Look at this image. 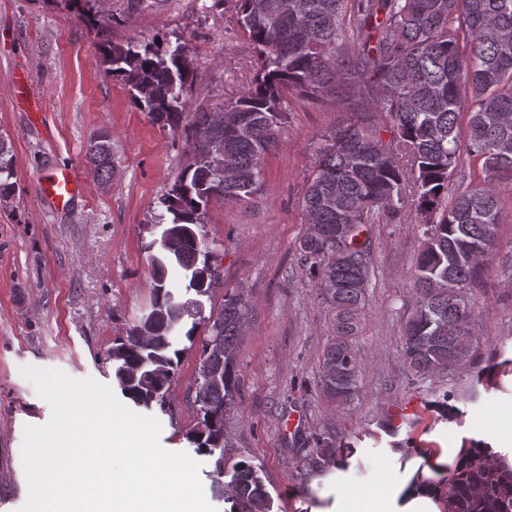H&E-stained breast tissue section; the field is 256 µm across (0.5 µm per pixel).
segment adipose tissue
Returning a JSON list of instances; mask_svg holds the SVG:
<instances>
[{"label":"adipose tissue","mask_w":512,"mask_h":512,"mask_svg":"<svg viewBox=\"0 0 512 512\" xmlns=\"http://www.w3.org/2000/svg\"><path fill=\"white\" fill-rule=\"evenodd\" d=\"M466 441L449 446L447 440L428 447L410 443L383 449L384 481L378 492L358 493L356 465L367 456L364 448L337 457L323 478V491L309 512H446L448 478L478 458L504 473L512 472V416L503 417L489 431L468 430Z\"/></svg>","instance_id":"ef3b65f1"}]
</instances>
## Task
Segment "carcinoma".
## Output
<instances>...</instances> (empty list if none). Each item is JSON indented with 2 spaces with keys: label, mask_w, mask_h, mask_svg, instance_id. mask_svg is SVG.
Segmentation results:
<instances>
[{
  "label": "carcinoma",
  "mask_w": 512,
  "mask_h": 512,
  "mask_svg": "<svg viewBox=\"0 0 512 512\" xmlns=\"http://www.w3.org/2000/svg\"><path fill=\"white\" fill-rule=\"evenodd\" d=\"M236 23L258 53L254 87L216 112L186 111L196 78L185 43H107L106 72L122 80L152 121L184 135L190 162L160 199L151 223L169 242L150 243L158 319L137 318L107 352L122 394L135 406L164 407L182 354L194 346L196 272L212 256L202 242L204 210L213 199L244 201L260 190L263 163L288 126V95L342 103L355 123L323 136L302 197L306 224L299 251L318 298L332 312L334 336L320 360V390L338 406L358 398L356 336L369 282V226L400 220L414 205L422 229L410 279L412 307L400 353L415 377L428 379L473 364L472 292L484 260L497 251V186L512 182V0H232ZM385 114L394 138L383 142L371 114ZM468 114L467 125L460 116ZM481 162L484 179L453 192L462 154ZM407 157V165L398 158ZM86 159L110 178L105 132L90 138ZM13 157L0 136V198L15 189ZM349 233L336 238V225ZM247 319L238 293L201 339L195 379L196 424L186 433L196 452L222 467L224 419L238 393L234 351ZM189 346H183V343ZM303 468L319 470L353 448L341 432L301 438ZM231 499L241 512H271L264 482L249 461L235 464ZM452 512H512V483L491 464H476L450 488Z\"/></svg>",
  "instance_id": "obj_1"
}]
</instances>
